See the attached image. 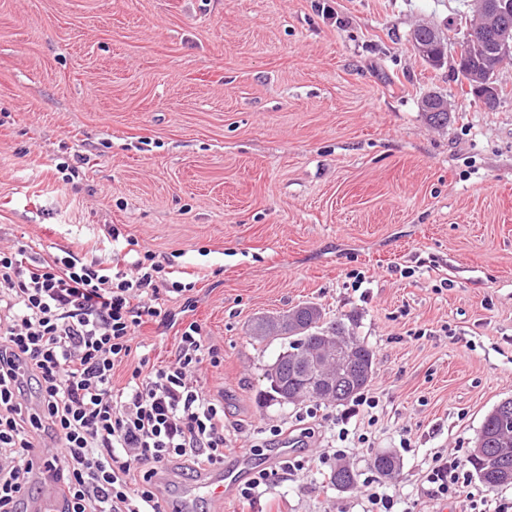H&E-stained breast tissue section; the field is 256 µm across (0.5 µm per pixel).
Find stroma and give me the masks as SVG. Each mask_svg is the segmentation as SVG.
<instances>
[{
    "instance_id": "1",
    "label": "stroma",
    "mask_w": 512,
    "mask_h": 512,
    "mask_svg": "<svg viewBox=\"0 0 512 512\" xmlns=\"http://www.w3.org/2000/svg\"><path fill=\"white\" fill-rule=\"evenodd\" d=\"M467 0H0V241L111 265L110 227L197 273L170 312L224 351L202 365L224 394L234 447L301 435L302 472L253 504L194 512H368L367 482L396 512H470L433 496L437 454L470 455L512 397V58L495 109L454 71ZM421 23L442 64L409 41ZM446 96L431 125L423 96ZM67 165L60 173L59 165ZM313 303L375 353L373 417L265 402L282 347L258 317ZM138 354L170 362L174 330L142 327ZM365 435L366 443L352 439ZM343 447L357 474L329 482ZM379 452L400 471L377 475Z\"/></svg>"
}]
</instances>
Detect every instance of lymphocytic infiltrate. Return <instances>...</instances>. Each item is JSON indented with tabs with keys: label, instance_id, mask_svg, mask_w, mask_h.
I'll return each mask as SVG.
<instances>
[{
	"label": "lymphocytic infiltrate",
	"instance_id": "1",
	"mask_svg": "<svg viewBox=\"0 0 512 512\" xmlns=\"http://www.w3.org/2000/svg\"><path fill=\"white\" fill-rule=\"evenodd\" d=\"M127 262L102 266L77 252L27 261L25 246L0 247V512H18L29 457L63 489L61 512H163L156 477L169 467H223L230 445L224 403L200 382L220 366L201 326L161 307L193 282L169 260L111 227ZM177 328L167 365L135 357L140 327ZM130 375L121 389L112 376ZM467 462L437 455L428 481L440 497L467 494Z\"/></svg>",
	"mask_w": 512,
	"mask_h": 512
}]
</instances>
